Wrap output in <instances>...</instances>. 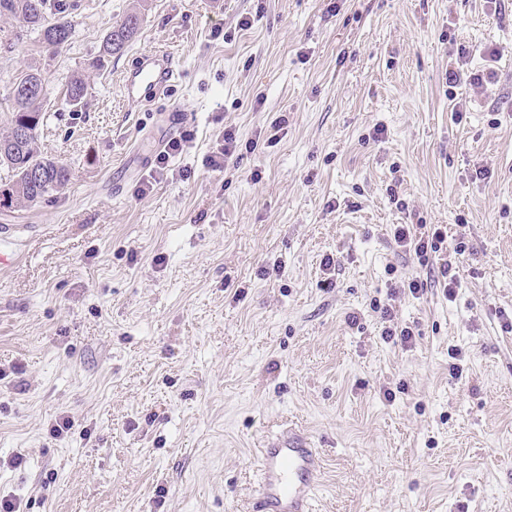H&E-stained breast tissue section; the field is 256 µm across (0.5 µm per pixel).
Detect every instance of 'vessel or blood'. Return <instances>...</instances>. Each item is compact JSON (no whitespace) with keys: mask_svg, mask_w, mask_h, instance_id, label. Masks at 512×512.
Masks as SVG:
<instances>
[{"mask_svg":"<svg viewBox=\"0 0 512 512\" xmlns=\"http://www.w3.org/2000/svg\"><path fill=\"white\" fill-rule=\"evenodd\" d=\"M177 75L171 54L139 57L123 78L130 111H139L167 93ZM260 486L251 512H313L323 464L321 449L305 439L289 437L259 449Z\"/></svg>","mask_w":512,"mask_h":512,"instance_id":"vessel-or-blood-1","label":"vessel or blood"}]
</instances>
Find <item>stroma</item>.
Listing matches in <instances>:
<instances>
[{
	"mask_svg": "<svg viewBox=\"0 0 512 512\" xmlns=\"http://www.w3.org/2000/svg\"><path fill=\"white\" fill-rule=\"evenodd\" d=\"M131 2L65 0L56 50L4 24L0 133L4 87L39 66L36 149L70 182L0 208L19 249L0 266V496L21 512H246L258 448L293 428L323 453L315 512H512V0H145L138 38L94 70ZM461 47L474 70L495 51L496 85L449 87ZM162 51L180 76L129 111L124 73ZM76 74L90 89L73 109ZM169 112L190 140L155 174ZM227 126L240 149L207 171ZM397 224L466 246L455 300L395 299L406 350L371 308L392 277L427 273Z\"/></svg>",
	"mask_w": 512,
	"mask_h": 512,
	"instance_id": "1",
	"label": "stroma"
}]
</instances>
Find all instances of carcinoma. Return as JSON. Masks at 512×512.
Segmentation results:
<instances>
[{
    "mask_svg": "<svg viewBox=\"0 0 512 512\" xmlns=\"http://www.w3.org/2000/svg\"><path fill=\"white\" fill-rule=\"evenodd\" d=\"M136 0L123 19L109 27L102 40L98 56L93 67L102 70L112 62V57L122 54L130 42L138 35L143 20L140 5ZM15 19L40 32L41 39L47 45L58 48L67 43L73 28L68 15L61 10H52L49 0H0V19ZM45 82L41 71L30 68L22 72L10 86L9 99L14 111L9 126L0 133V143L6 149L0 151V168L7 176L0 177V189L9 194V206L35 205L49 201L62 193L70 180L69 169L62 163L40 155L35 140L40 124L43 122V107L47 95L28 93V87ZM88 92V83L81 76H75L69 82L66 101L72 106L82 103ZM27 129L28 137L24 141H15L16 131ZM40 173L38 181L30 179V171Z\"/></svg>",
    "mask_w": 512,
    "mask_h": 512,
    "instance_id": "cac0c4a2",
    "label": "carcinoma"
}]
</instances>
